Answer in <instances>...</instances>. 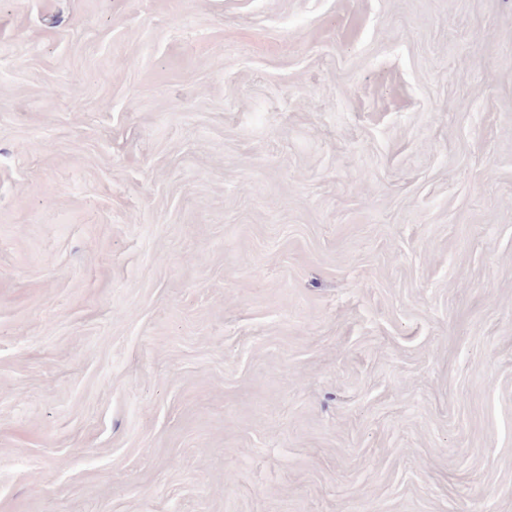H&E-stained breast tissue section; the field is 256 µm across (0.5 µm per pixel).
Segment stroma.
I'll list each match as a JSON object with an SVG mask.
<instances>
[{"label":"stroma","instance_id":"1","mask_svg":"<svg viewBox=\"0 0 512 512\" xmlns=\"http://www.w3.org/2000/svg\"><path fill=\"white\" fill-rule=\"evenodd\" d=\"M0 512H512V0H0Z\"/></svg>","mask_w":512,"mask_h":512}]
</instances>
